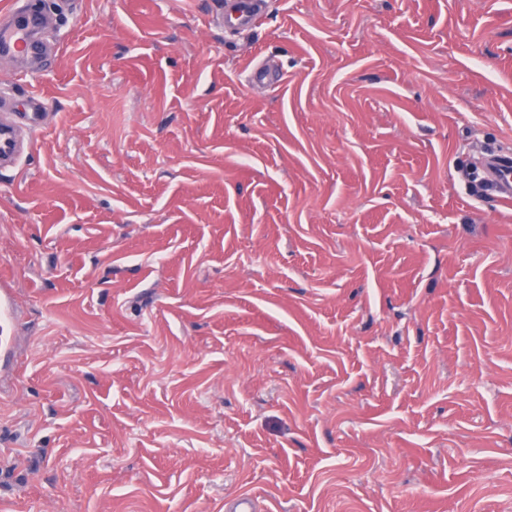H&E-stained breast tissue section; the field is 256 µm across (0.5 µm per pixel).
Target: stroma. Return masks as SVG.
Here are the masks:
<instances>
[{
  "instance_id": "stroma-1",
  "label": "stroma",
  "mask_w": 512,
  "mask_h": 512,
  "mask_svg": "<svg viewBox=\"0 0 512 512\" xmlns=\"http://www.w3.org/2000/svg\"><path fill=\"white\" fill-rule=\"evenodd\" d=\"M215 10L47 8L0 500L512 512V206L465 171L512 151V0ZM218 3L217 19L227 27L241 30L255 25L266 5L263 0H225Z\"/></svg>"
}]
</instances>
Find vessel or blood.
Listing matches in <instances>:
<instances>
[{"label": "vessel or blood", "instance_id": "vessel-or-blood-1", "mask_svg": "<svg viewBox=\"0 0 512 512\" xmlns=\"http://www.w3.org/2000/svg\"><path fill=\"white\" fill-rule=\"evenodd\" d=\"M264 9V0H220L217 18L227 27L246 30L259 21ZM40 27L39 12L25 6L23 0H7L6 5L0 6V55L21 60L19 73L33 84L29 111L24 115L31 137L19 140L13 114L0 113V164L4 166H16L33 152L36 144L33 132L43 120L45 100L34 87L41 75L37 60L44 50L39 38ZM479 172L491 182L502 202H512V153L505 151L487 156Z\"/></svg>", "mask_w": 512, "mask_h": 512}]
</instances>
